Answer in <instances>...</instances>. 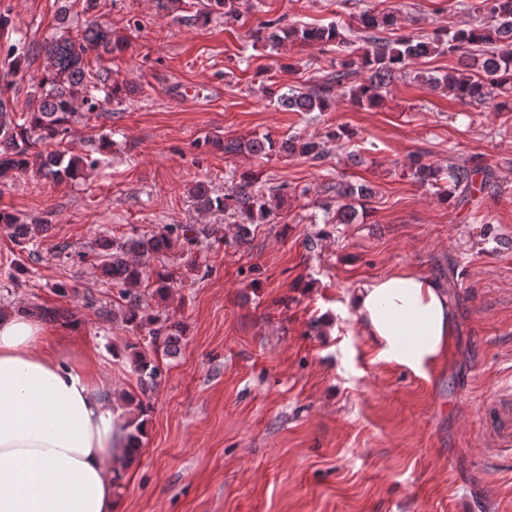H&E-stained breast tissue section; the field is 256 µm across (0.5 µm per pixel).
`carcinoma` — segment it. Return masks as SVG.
<instances>
[{"label":"carcinoma","instance_id":"1","mask_svg":"<svg viewBox=\"0 0 512 512\" xmlns=\"http://www.w3.org/2000/svg\"><path fill=\"white\" fill-rule=\"evenodd\" d=\"M213 9L222 12L224 21L239 20V0H210ZM474 10L486 12V20L480 25L453 33L437 34L433 38L400 36L395 40L375 35L380 29L393 25L389 14L365 10L357 17L364 45L358 46L347 39L335 25L328 27L288 29L284 35L273 31L274 23H263L265 40L276 49L283 37L293 35L304 43L336 44L337 50L345 55L330 79V84L347 88L351 102L359 107H377L383 100V92L415 61L427 58L441 51L458 57L459 68L442 77H424L422 82L433 90H441L466 105H487L498 112L512 111V0H480ZM126 40L116 38L112 28L90 20L76 30V34H62L46 41L41 46L44 52V69L36 82L37 91L30 111L18 123L10 116V99L5 94L10 84L0 89V178L14 173H28L39 179H74L83 175L84 169L93 167L97 160L79 155L66 156L61 151H42L37 145L47 141H61L67 137L70 124L77 115V105L95 110L98 99L95 93L104 92V99L118 101L135 88L114 84L108 88L100 86L98 72L90 68L88 53L103 51L110 54L121 50ZM277 102L298 112H325L330 104L327 97L313 91L290 89L280 94L268 89ZM242 150L252 155H265L273 150L288 157L298 155L311 159L321 157L320 144L290 137L277 144L268 138H252L247 141H230L224 144V153L234 154ZM414 177L422 182L438 180L439 170L410 158ZM474 171L448 163V178L456 188H463L466 202L479 209L480 201L474 192ZM372 189L362 184H336V223L351 224L357 216L354 199L363 200L371 196ZM197 197L204 206L214 205L231 209L243 220L239 225L238 238L249 235L248 225L263 224L271 214V196L262 193L254 185L252 177L244 175L241 181L222 199H211L202 189H196ZM0 225L12 230L20 244L30 242L43 231L41 224H20L14 215L0 211ZM188 229L183 226H166L162 230L126 240L101 237L95 241L97 255L102 257V274L118 289L125 300L124 320L134 328L153 324L155 319L146 315L139 295L134 287L147 274L154 277L155 294L164 298L173 288V273L161 268L147 272L145 262L154 255H163L176 247L179 238L187 237ZM150 343L163 345L169 355L177 353L179 344L178 326L160 325L148 330ZM132 359L142 392L155 389L162 381L163 372L145 352L134 350ZM142 425H134L128 435L125 462L129 463L139 454Z\"/></svg>","mask_w":512,"mask_h":512}]
</instances>
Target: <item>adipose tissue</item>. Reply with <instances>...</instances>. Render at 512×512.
Returning <instances> with one entry per match:
<instances>
[{
    "mask_svg": "<svg viewBox=\"0 0 512 512\" xmlns=\"http://www.w3.org/2000/svg\"><path fill=\"white\" fill-rule=\"evenodd\" d=\"M339 316L358 323L375 360L424 379L456 325L447 287L416 270L360 284ZM132 410L115 405L95 355L62 353L25 307L1 312L0 512H115Z\"/></svg>",
    "mask_w": 512,
    "mask_h": 512,
    "instance_id": "ef3b65f1",
    "label": "adipose tissue"
}]
</instances>
